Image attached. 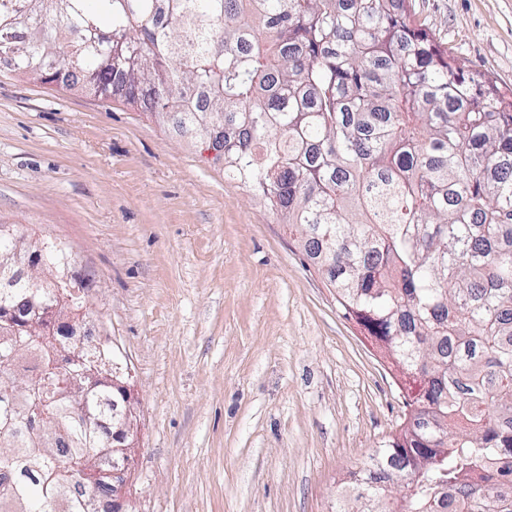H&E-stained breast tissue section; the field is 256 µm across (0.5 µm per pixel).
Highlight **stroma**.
<instances>
[{"label":"stroma","instance_id":"stroma-1","mask_svg":"<svg viewBox=\"0 0 512 512\" xmlns=\"http://www.w3.org/2000/svg\"><path fill=\"white\" fill-rule=\"evenodd\" d=\"M512 98V0H409ZM0 224L61 245L138 414L122 512H336L409 387L298 236L138 107L0 64Z\"/></svg>","mask_w":512,"mask_h":512}]
</instances>
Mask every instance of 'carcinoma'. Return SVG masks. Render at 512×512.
<instances>
[{
    "label": "carcinoma",
    "instance_id": "1",
    "mask_svg": "<svg viewBox=\"0 0 512 512\" xmlns=\"http://www.w3.org/2000/svg\"><path fill=\"white\" fill-rule=\"evenodd\" d=\"M0 62L140 106L298 227L346 315L418 384L338 512H512V102L437 43L406 0H0ZM38 291L0 268V502L93 512L80 468L106 435L42 384L67 344L25 329L35 299L73 313L64 250ZM84 406L112 419V393Z\"/></svg>",
    "mask_w": 512,
    "mask_h": 512
}]
</instances>
